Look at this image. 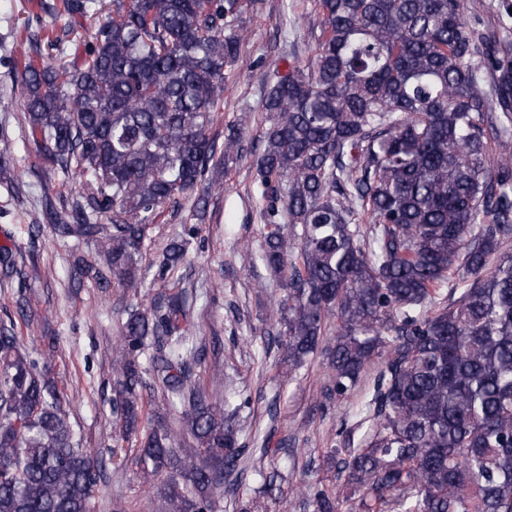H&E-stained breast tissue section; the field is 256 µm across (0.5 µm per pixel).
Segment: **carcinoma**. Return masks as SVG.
<instances>
[{
    "label": "carcinoma",
    "instance_id": "carcinoma-1",
    "mask_svg": "<svg viewBox=\"0 0 512 512\" xmlns=\"http://www.w3.org/2000/svg\"><path fill=\"white\" fill-rule=\"evenodd\" d=\"M98 0H55L57 21ZM247 0H112L79 66L61 54L17 71L29 137L57 172L83 177L60 239L96 243L121 287L166 206L205 192L247 150L210 133L237 62ZM314 55L270 82L271 124L255 160L267 202L260 261L286 295L265 339L294 368L336 320L329 396L378 368L368 435L348 457L360 512H512V45L482 49L463 0H315ZM106 218L107 223L99 222ZM368 227L360 230L361 219ZM301 227L299 242L281 225ZM173 238L154 277L173 276ZM450 302L437 304L440 287ZM178 291L127 312L113 364L122 436L138 437L159 512H216L238 494L240 427L192 382L205 347L187 335ZM153 375L146 380L143 358ZM158 385L179 428L141 424ZM51 365L0 328V512H91L97 460L74 446ZM314 512H338L311 485Z\"/></svg>",
    "mask_w": 512,
    "mask_h": 512
}]
</instances>
